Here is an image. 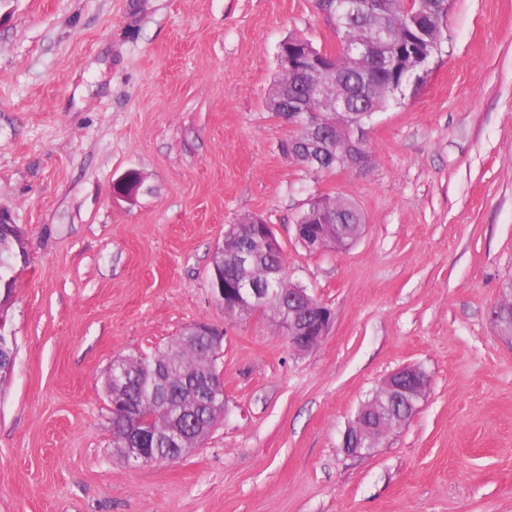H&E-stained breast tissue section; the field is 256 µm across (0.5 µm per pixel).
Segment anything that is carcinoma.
<instances>
[{"mask_svg": "<svg viewBox=\"0 0 512 512\" xmlns=\"http://www.w3.org/2000/svg\"><path fill=\"white\" fill-rule=\"evenodd\" d=\"M356 9L344 16H338L335 0H315L317 10L326 18L336 35V61L327 62L320 58L319 50L299 38L284 40L288 53L304 59V71L281 69L274 80L268 97L267 107L281 115L277 100L283 87L288 93L297 95L301 107L321 113L323 132L326 134L325 151L315 155L294 153L292 158L315 173L334 170L330 159L341 154L350 155L354 146L349 139L344 117L324 109L317 98L308 93L309 84L320 77L336 75L331 90L336 97H344L356 91L350 101L349 110L356 113L380 111L396 92L405 86L409 78L395 74L384 64V60L408 43L414 36L415 26L421 18L433 16L437 24L430 28L429 38L442 44L447 29L448 0H416L409 6L406 0H350ZM357 44H371L375 47V58L370 71V83L364 84L362 67L353 59L352 48ZM352 202L340 196L321 195L310 202L300 215L298 223L305 226L324 224L333 231L332 221L341 216L347 226L362 220L360 212L351 210ZM0 239L9 248L0 252V302L9 301L13 291V280L9 276L14 264L26 259V239L9 224L0 225ZM224 246L235 251L248 250L254 253V283L258 288H276L284 292L296 284L287 277L273 281L269 272H285L286 258L283 249L266 251L254 244L246 233L245 220L233 224L225 233ZM4 349L0 351V389L3 388L13 371L10 367V352L15 350L7 330L0 331ZM223 346V337H193L178 344L159 346L150 356L125 357L123 367L129 376L136 378V388L118 398L119 405L113 420L112 444L125 446L134 427L144 428L150 424L152 435L148 447L166 450L162 443L166 431L177 425L184 427L186 435L183 447L199 448L211 433L218 419L224 413L219 400L209 405L196 401V386L217 379L216 360Z\"/></svg>", "mask_w": 512, "mask_h": 512, "instance_id": "1", "label": "carcinoma"}]
</instances>
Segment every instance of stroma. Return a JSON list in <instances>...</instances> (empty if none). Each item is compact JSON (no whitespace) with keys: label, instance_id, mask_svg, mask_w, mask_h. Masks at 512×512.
Returning a JSON list of instances; mask_svg holds the SVG:
<instances>
[{"label":"stroma","instance_id":"obj_1","mask_svg":"<svg viewBox=\"0 0 512 512\" xmlns=\"http://www.w3.org/2000/svg\"><path fill=\"white\" fill-rule=\"evenodd\" d=\"M419 85L367 122L370 162L316 174L266 106L278 48L334 40L314 0H0V208L26 233L5 310L0 512H512V0H452ZM133 200L112 196L124 172ZM349 198L365 231L311 252L295 224ZM271 224L328 306L295 351L211 290L224 233ZM197 322L224 333L226 414L175 461L112 452L103 383ZM430 388L368 454L342 435L392 371Z\"/></svg>","mask_w":512,"mask_h":512}]
</instances>
